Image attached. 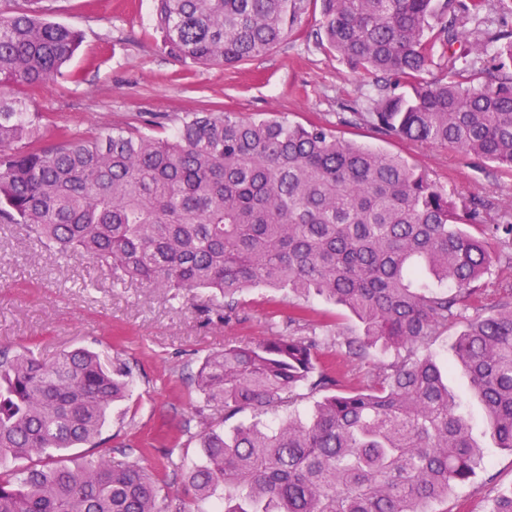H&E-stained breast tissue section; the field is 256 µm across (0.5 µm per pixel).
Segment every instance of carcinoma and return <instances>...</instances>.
<instances>
[{"label": "carcinoma", "mask_w": 512, "mask_h": 512, "mask_svg": "<svg viewBox=\"0 0 512 512\" xmlns=\"http://www.w3.org/2000/svg\"><path fill=\"white\" fill-rule=\"evenodd\" d=\"M43 0H0V223L21 224L50 251L97 262L114 278L224 296L226 321L247 288L315 294L348 308L364 358L380 344L422 345L481 295L512 224L448 194L408 160L338 138L328 126L264 114L190 112L167 136L134 128L61 130L41 142L30 110L83 42L47 18ZM163 47L192 65L267 55L298 25L305 0H154ZM320 37L352 71L410 86L384 93L352 122L445 146L512 171V0H320ZM504 41L484 53L487 12ZM447 75L418 81L467 37ZM474 224L475 236L460 228ZM457 336L456 360L497 447L512 451V285ZM321 343L274 334L203 361L202 458L184 475L196 498L224 490L214 512H433L483 461L470 418L434 356L407 354L372 384L346 386L320 365ZM132 383L126 363L83 348L0 358V512H160V473L134 449L102 447L112 406ZM305 387L325 396L306 418L289 411ZM286 411L272 427L247 412ZM238 421L232 433L224 427ZM90 444L79 463L72 448ZM32 459L7 469L9 460Z\"/></svg>", "instance_id": "carcinoma-1"}]
</instances>
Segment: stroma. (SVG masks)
I'll list each match as a JSON object with an SVG mask.
<instances>
[{"instance_id":"obj_1","label":"stroma","mask_w":512,"mask_h":512,"mask_svg":"<svg viewBox=\"0 0 512 512\" xmlns=\"http://www.w3.org/2000/svg\"><path fill=\"white\" fill-rule=\"evenodd\" d=\"M52 20L81 30L84 41L69 65L70 78L51 84L34 109L44 115V143L60 129L77 133L137 127L169 134L185 113L221 107L241 118L278 113L291 122L318 121L341 138L409 158L448 193L491 203L493 224L512 217V174L494 164L448 148L411 142L343 116L361 109L375 94L372 77L351 73L315 39L320 11L307 8L297 31L266 56L233 68L182 64L162 47L152 0H46ZM280 291L258 287L238 298L230 322L211 319L214 294L196 290L172 303L167 291L145 283L114 284L110 272L76 257L47 251L25 227L0 224V352L26 348L50 358L74 347L117 358L132 370V392L113 411L102 433L108 445H133L144 467L168 470L161 485L165 512H209L210 505L185 492L182 471L199 457L195 410L200 398L195 374L225 345L255 342L274 333H298L291 305ZM311 317L326 335L325 361L340 365L350 387L368 384L392 351L376 346L366 360L349 355L341 336L361 334L345 307L313 298ZM462 310L447 332L415 347L448 365V387L477 422L486 462L471 481L455 490L437 512H488L494 497L512 490V452L496 448L481 429L482 410L467 376L456 366L453 343L464 325L481 315Z\"/></svg>"}]
</instances>
